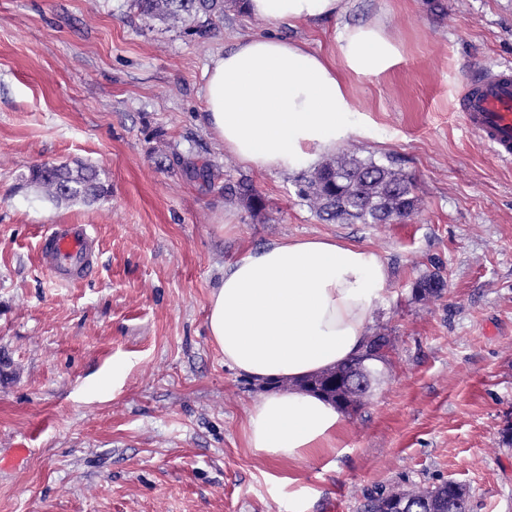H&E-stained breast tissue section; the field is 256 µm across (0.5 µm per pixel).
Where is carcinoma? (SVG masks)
Segmentation results:
<instances>
[{
	"instance_id": "cac0c4a2",
	"label": "carcinoma",
	"mask_w": 512,
	"mask_h": 512,
	"mask_svg": "<svg viewBox=\"0 0 512 512\" xmlns=\"http://www.w3.org/2000/svg\"><path fill=\"white\" fill-rule=\"evenodd\" d=\"M133 7L141 17L181 24L200 37L206 36L215 22L224 19V0H133ZM30 182L57 202L90 203L107 194L96 171L88 166L73 170L59 165L49 172L43 164L30 171ZM224 196L230 199L241 196L256 206L262 204L260 196L244 185H225ZM301 196L320 220L336 224H389L418 210L410 174L354 154L339 155L317 164L305 177ZM446 286L444 277L435 272L418 279L413 291L419 299L438 298ZM371 361L384 364L387 356L361 353L328 371L336 376V383L312 376L305 384L322 388L331 401L341 393V383L348 374L358 366L369 369ZM411 492L430 499L433 512H458L459 499L472 498L466 485L445 481L417 486ZM387 495L384 490L366 495L363 512H385Z\"/></svg>"
}]
</instances>
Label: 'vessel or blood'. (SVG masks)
I'll return each instance as SVG.
<instances>
[{
  "instance_id": "obj_1",
  "label": "vessel or blood",
  "mask_w": 512,
  "mask_h": 512,
  "mask_svg": "<svg viewBox=\"0 0 512 512\" xmlns=\"http://www.w3.org/2000/svg\"><path fill=\"white\" fill-rule=\"evenodd\" d=\"M464 125L507 164L512 163V67L486 69L459 98ZM43 264L61 281L83 278L93 263L95 239L86 226L58 224L39 244Z\"/></svg>"
}]
</instances>
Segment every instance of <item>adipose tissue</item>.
I'll use <instances>...</instances> for the list:
<instances>
[{
  "instance_id": "ef3b65f1",
  "label": "adipose tissue",
  "mask_w": 512,
  "mask_h": 512,
  "mask_svg": "<svg viewBox=\"0 0 512 512\" xmlns=\"http://www.w3.org/2000/svg\"><path fill=\"white\" fill-rule=\"evenodd\" d=\"M348 0H246L270 24L336 19ZM326 54L275 35L242 36L204 72V123L243 166L293 171L335 152L363 127L347 74L377 77L401 58L384 23L346 25ZM388 269L373 249L330 236L283 239L228 263L207 304L211 342L227 367L258 385L288 381L250 408L247 447L277 463L317 460L336 450L345 420L296 381L361 349Z\"/></svg>"
}]
</instances>
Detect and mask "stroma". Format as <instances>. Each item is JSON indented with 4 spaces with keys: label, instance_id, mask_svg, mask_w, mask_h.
Masks as SVG:
<instances>
[{
    "label": "stroma",
    "instance_id": "35a3bbf8",
    "mask_svg": "<svg viewBox=\"0 0 512 512\" xmlns=\"http://www.w3.org/2000/svg\"><path fill=\"white\" fill-rule=\"evenodd\" d=\"M380 20L401 59L350 76L373 133L340 150L412 174L420 207L328 224L298 194L303 170L225 155L201 121L203 71L239 36L329 51L342 24ZM507 63L512 0H349L343 19L279 29L228 0L204 37L131 0H0V512H360L366 493L448 479L470 487L472 512H512V165L455 110ZM44 163L94 167L107 196L48 200L28 182ZM204 163L210 177L194 175ZM243 179L262 206L225 199ZM56 224L95 236L85 279L40 261ZM323 235L385 260L369 329L393 352L336 452L292 467L247 448L263 389L225 366L206 306L249 249ZM431 272L443 295L415 298Z\"/></svg>",
    "mask_w": 512,
    "mask_h": 512
}]
</instances>
